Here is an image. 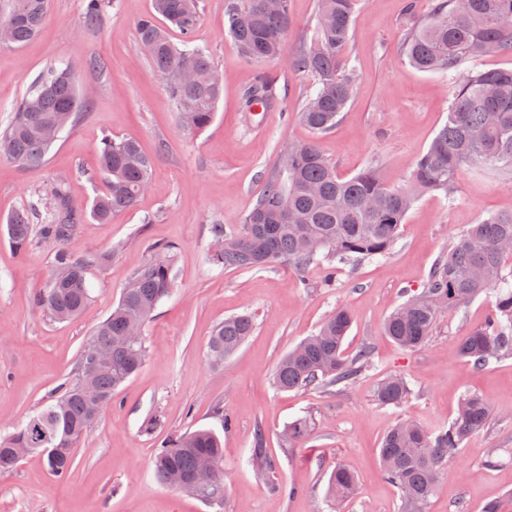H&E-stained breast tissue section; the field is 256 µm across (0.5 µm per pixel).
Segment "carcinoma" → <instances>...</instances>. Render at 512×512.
I'll list each match as a JSON object with an SVG mask.
<instances>
[{
    "label": "carcinoma",
    "instance_id": "cac0c4a2",
    "mask_svg": "<svg viewBox=\"0 0 512 512\" xmlns=\"http://www.w3.org/2000/svg\"><path fill=\"white\" fill-rule=\"evenodd\" d=\"M108 0H84V19L96 25ZM360 0H317V19L309 41L285 54L290 27L289 0L281 12L269 14L264 0H226L224 31L239 53L250 60L278 62L288 58L290 69L314 78L315 89L306 98L299 119L314 134L330 131L350 101L357 82L348 49L353 19ZM49 0H0V24L10 22L12 46L33 40L41 31ZM155 14L142 17L137 35L150 46L153 70L166 82L182 126L200 133L212 123L223 87L206 82L186 85L183 70L216 72L210 54L193 41L200 19L199 0H154ZM160 15L183 35L172 43L155 21ZM404 54L417 69L453 80L448 119L427 151L417 160L406 187H387L373 169L345 178L323 155L316 142L293 146L281 157V170L266 178L264 189L239 231L222 224L211 226L215 245L209 261L221 268L260 269L286 261L303 270L320 260L330 263L329 279L336 278L334 260L384 256L395 245L408 211L418 195L441 192L456 199L457 179L465 170L488 167L512 182V70H476L470 61L486 54L512 55V0H435L430 13L417 19L404 38ZM278 79L257 77L245 98L248 108L279 102ZM81 98L73 69L52 65L39 75L15 104L7 126L0 130V156L24 165H40L55 141L47 131L65 130L80 118ZM98 175L104 190L86 211L72 201L68 182L50 188L52 207L44 198L31 197L26 207L0 225L19 256L27 254L34 238L52 239L61 247L35 307L51 320L64 322L79 315L91 300L90 270L104 264L107 255H78L66 243L89 218L109 224L112 217L131 210L147 190L151 161L131 138L101 141ZM512 240V212L491 214L473 224L442 255L431 270L422 293L407 300L389 316L384 332L398 346L414 350L426 345L438 319L458 310L483 293L493 292L491 309L482 325L459 347V356L472 367H484L490 358L512 355V283L502 275V261ZM173 247L156 249L155 258L141 267L122 289L118 303L83 344L79 359L95 346L111 352L110 361L93 374L77 365L75 378L58 387L41 409L7 437H0V471L14 466L17 447L56 449L46 459L50 474L69 476L74 448L112 404L120 386L143 365V341H127L129 320L147 321L174 287ZM351 317L336 309L319 327L288 351L277 363L273 381L283 391L350 384L370 363V351L344 354ZM254 331L252 316L228 317L208 341V357L216 363L234 353ZM410 394L402 376L386 378L376 391L381 405L398 406ZM491 408L478 395L462 399L455 418L435 432L419 424L399 422L384 436L379 458L384 475L398 488L402 512H425L436 493L442 469L475 433L484 429ZM310 433L305 418L288 425V438L302 441ZM224 443L211 429L176 435L157 449L152 459L161 484L195 493L209 500L224 495ZM213 470L210 491L175 483L200 470ZM357 490L354 473L338 464L328 482V498L344 503Z\"/></svg>",
    "mask_w": 512,
    "mask_h": 512
}]
</instances>
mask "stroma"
I'll use <instances>...</instances> for the list:
<instances>
[{
  "mask_svg": "<svg viewBox=\"0 0 512 512\" xmlns=\"http://www.w3.org/2000/svg\"><path fill=\"white\" fill-rule=\"evenodd\" d=\"M152 2L114 0L90 26L82 0H51L36 39L0 47L1 128L49 65L71 64L86 98L82 118L43 165L0 159V222L58 178L68 179L76 207H88L103 187L96 163L104 136L137 139L152 162L149 188L133 210L109 224L85 221L69 241L75 253L109 256L89 277L90 304L71 321H51L33 304L57 243L37 240L20 257L0 238V435L25 423L73 377L83 343L156 246H173L178 255L175 286L144 327L143 366L80 441L69 477L55 480L41 456H24L0 472V512H336L327 485L339 463L358 483L343 512H401L398 490L381 472L382 438L400 421L431 431L447 426L468 393L483 396L492 417L448 462L426 512H483L488 502L511 497L512 356L475 370L458 354L461 341L486 319L491 295L440 318L415 351L393 343L384 325L395 307L422 291L435 260L470 225L512 211V184L489 170L464 171L455 202L422 195L391 253L340 264L329 288L322 285L323 262L300 272L285 262L241 270L208 261L211 226H243L285 144L314 139L342 176L372 167L388 186L405 183L447 120L451 100L447 76L415 69L401 49L412 15L427 14L432 0H360L350 46L357 90L336 127L318 138L296 114L312 77L243 58L224 35L225 0H200L195 33L222 76L223 95L208 129L184 131L137 39L136 24ZM92 58L102 68H89ZM264 70L284 84L288 107L268 109L252 123L242 95ZM339 307L352 319L345 352L369 348V367L345 386L278 390L279 359ZM239 314L254 317L252 335L223 364L211 363L214 327ZM395 373L407 378L411 393L399 406L379 405L376 388ZM153 416L162 425L145 434L142 426ZM304 416L313 431L302 443H288L284 430ZM198 428L218 431L224 441L226 490L218 503L159 485L153 476L159 443ZM490 455L496 466H486Z\"/></svg>",
  "mask_w": 512,
  "mask_h": 512,
  "instance_id": "1",
  "label": "stroma"
}]
</instances>
